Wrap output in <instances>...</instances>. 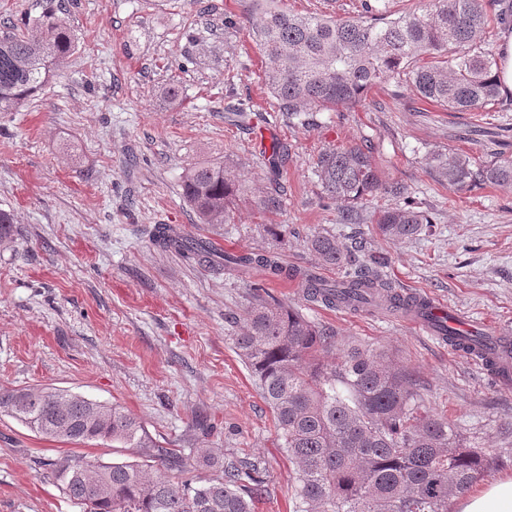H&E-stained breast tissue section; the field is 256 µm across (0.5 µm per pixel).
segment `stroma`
I'll return each instance as SVG.
<instances>
[{"mask_svg": "<svg viewBox=\"0 0 512 512\" xmlns=\"http://www.w3.org/2000/svg\"><path fill=\"white\" fill-rule=\"evenodd\" d=\"M49 2L76 48L25 108L0 112V209L17 226L14 242L0 245V388L119 405L202 478L203 448L222 462H258L265 492L254 512H291L295 466L233 342L249 283L161 251L153 225L334 280L341 269L320 267L308 244L327 232L357 259L379 258L399 294L512 331V185L456 191L425 162L434 150L476 163L512 157V111L457 115L408 86L290 118L264 82L255 0H0V21L38 16ZM261 132L284 154L257 151ZM364 139L432 220L429 233L380 236L372 219L392 197H324L318 155ZM198 160L224 162L244 186L228 224L198 223L183 200V169ZM272 180L282 199L273 213L259 205ZM265 287L335 329L332 356L352 345L389 351L420 380L430 413L488 449L489 479L512 475V387L398 314L311 306L283 277ZM66 455L146 460L140 448L46 438L0 414V512H83L45 475L46 461Z\"/></svg>", "mask_w": 512, "mask_h": 512, "instance_id": "stroma-1", "label": "stroma"}]
</instances>
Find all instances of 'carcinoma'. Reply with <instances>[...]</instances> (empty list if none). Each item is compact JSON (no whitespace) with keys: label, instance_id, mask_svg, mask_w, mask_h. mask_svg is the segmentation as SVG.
<instances>
[{"label":"carcinoma","instance_id":"cac0c4a2","mask_svg":"<svg viewBox=\"0 0 512 512\" xmlns=\"http://www.w3.org/2000/svg\"><path fill=\"white\" fill-rule=\"evenodd\" d=\"M361 7L353 17L335 18L292 14L277 0H263L255 39L279 111L291 117L355 106L378 85H411L419 99L450 112L512 108V95L494 78L498 62L484 38L490 20L512 21V8L502 0H419L401 13L384 0H362ZM75 48L73 31L51 6L20 26L1 23L0 112L32 101ZM430 173L457 191L512 185V158L476 165L466 155L436 152ZM315 175L323 192L343 203L379 194L404 200L375 216L389 240L417 236L432 224L405 199L403 184L385 179L364 141L319 154ZM182 189L198 222L212 225L228 223L244 191L231 170L210 161L186 168ZM149 236L160 250L216 270L299 278L306 300L328 308L410 307V299L371 267L330 281L310 270H288L266 253L225 254L219 261L210 242L176 237L164 224ZM310 246L325 267L350 263L348 250L331 235L314 236ZM334 336L332 328L256 291L234 337L295 465L293 512H448L450 500L488 473L489 457L448 419L425 410L417 379L392 366L385 350L352 347L326 359ZM0 413L45 437L155 448L161 464L180 473L175 481L149 464L97 461L80 471L70 455L48 461L53 483L87 512H253L264 492L260 467L248 461L227 462L216 477H186L181 456L158 446L117 405L46 388L0 389Z\"/></svg>","mask_w":512,"mask_h":512}]
</instances>
